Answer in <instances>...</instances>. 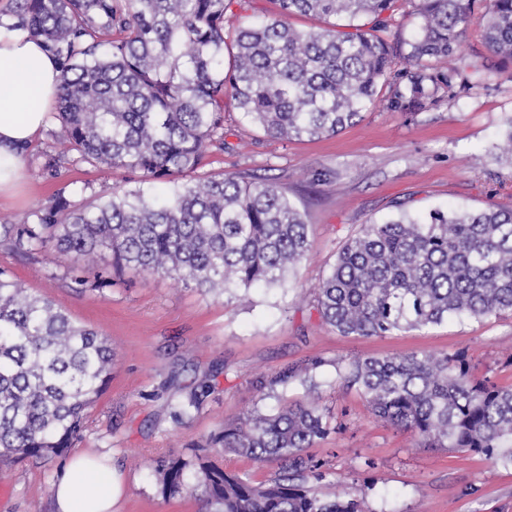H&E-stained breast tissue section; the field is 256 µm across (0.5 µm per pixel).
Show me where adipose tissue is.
<instances>
[{"label": "adipose tissue", "instance_id": "adipose-tissue-1", "mask_svg": "<svg viewBox=\"0 0 512 512\" xmlns=\"http://www.w3.org/2000/svg\"><path fill=\"white\" fill-rule=\"evenodd\" d=\"M60 75L43 40L0 28V196L23 184L25 150L58 100ZM119 484L111 463L74 451L55 485V510L112 512Z\"/></svg>", "mask_w": 512, "mask_h": 512}]
</instances>
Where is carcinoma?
Returning a JSON list of instances; mask_svg holds the SVG:
<instances>
[{"mask_svg": "<svg viewBox=\"0 0 512 512\" xmlns=\"http://www.w3.org/2000/svg\"><path fill=\"white\" fill-rule=\"evenodd\" d=\"M231 0H11L0 25L42 38L61 64V153L75 162L142 174L141 186L103 192L78 206L59 193L20 223L0 224V242L22 254L51 243L74 288L102 252L109 267L94 287L134 270L207 293L283 284L309 250L308 225L288 191L269 178L195 179L207 147L224 141V92L273 137L334 135L356 124L380 82L397 84L391 108H420L452 73L430 61L457 48L472 0H415L421 27L398 57L375 35L393 0H277L278 17L225 29ZM296 14L347 21L308 31ZM484 38L512 59V0H489ZM321 319L343 336H386L512 314V210H433L364 224L317 289ZM111 346L0 269V470L60 455L81 438L112 375ZM339 380L363 395L385 426L421 448H459L512 466V386L479 379L466 356L410 352L351 360ZM298 377L288 367L260 388ZM194 392L173 407L181 421ZM341 429L317 405L258 410L224 423L213 438L257 464L256 482L201 458L195 488L203 512H369L364 501L320 497L305 483L325 463L305 454ZM162 493L188 486L189 463L161 459Z\"/></svg>", "mask_w": 512, "mask_h": 512, "instance_id": "cac0c4a2", "label": "carcinoma"}]
</instances>
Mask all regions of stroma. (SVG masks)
<instances>
[{"label":"stroma","instance_id":"stroma-1","mask_svg":"<svg viewBox=\"0 0 512 512\" xmlns=\"http://www.w3.org/2000/svg\"><path fill=\"white\" fill-rule=\"evenodd\" d=\"M486 0L448 60L451 87L416 112L391 110L394 87L377 89L362 119L338 134L286 142L247 121L224 94V143L208 146L199 174L247 179L269 175L284 186L309 226L310 251L282 286L238 288L221 297L176 280L129 271L111 287L76 291L54 247L25 256L0 244V267L32 293L52 300L77 323L106 337L115 351L112 378L91 409L78 448L109 454L121 475L116 512H199L194 492L165 497L154 473L161 458L194 459L225 422L291 402L316 401L345 428L310 448L330 474L316 490L365 498L370 512H512V466L448 448H419L407 432L377 423L363 396L336 381L338 363L412 351L466 352L473 374L512 385V316L450 322L390 336H343L317 312V288L344 242L360 227L404 209H512V163L493 146L512 116V62L486 45ZM56 119L30 144L26 186L0 199V224H13L58 193L80 203L112 189L138 187L136 173L93 168L58 157ZM57 157L54 175L43 167ZM324 180H315V173ZM320 360L316 391L293 382L256 388L294 364ZM210 390L191 417L175 422L172 404L200 383ZM66 455L22 460L0 476V512H54Z\"/></svg>","mask_w":512,"mask_h":512}]
</instances>
